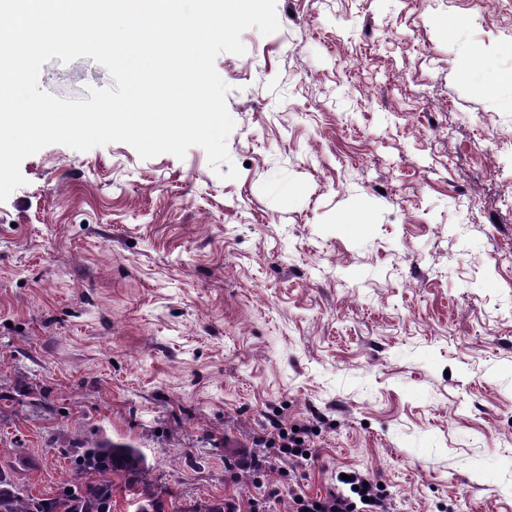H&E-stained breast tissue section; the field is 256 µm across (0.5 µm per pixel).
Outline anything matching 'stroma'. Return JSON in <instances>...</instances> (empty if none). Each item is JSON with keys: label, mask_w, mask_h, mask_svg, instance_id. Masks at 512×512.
<instances>
[{"label": "stroma", "mask_w": 512, "mask_h": 512, "mask_svg": "<svg viewBox=\"0 0 512 512\" xmlns=\"http://www.w3.org/2000/svg\"><path fill=\"white\" fill-rule=\"evenodd\" d=\"M215 66L205 151L53 144L0 202V467L68 478L70 440L136 444L175 504L380 480L392 512H512V11L499 0H277ZM41 90L115 82L82 57ZM237 178H228L229 168ZM316 422L292 480L244 468ZM237 449L225 462V447Z\"/></svg>", "instance_id": "35a3bbf8"}]
</instances>
